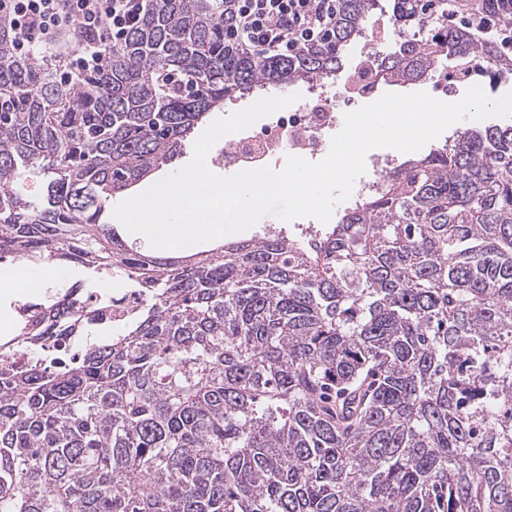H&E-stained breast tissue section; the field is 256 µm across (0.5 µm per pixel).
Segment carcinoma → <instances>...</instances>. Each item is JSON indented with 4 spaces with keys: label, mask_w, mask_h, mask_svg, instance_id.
Returning a JSON list of instances; mask_svg holds the SVG:
<instances>
[{
    "label": "carcinoma",
    "mask_w": 512,
    "mask_h": 512,
    "mask_svg": "<svg viewBox=\"0 0 512 512\" xmlns=\"http://www.w3.org/2000/svg\"><path fill=\"white\" fill-rule=\"evenodd\" d=\"M366 63L413 84L512 58L427 6L388 0ZM378 0L331 40L260 57L231 0H151L105 77L62 85L0 17V264L117 275L146 304L91 340L112 299L84 281L19 308L0 343V512H512V123L395 162L334 224L266 229L188 257L129 247L106 202L181 156L209 112L336 80ZM36 170L38 201L17 184Z\"/></svg>",
    "instance_id": "1"
}]
</instances>
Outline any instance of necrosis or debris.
<instances>
[{"instance_id":"1","label":"necrosis or debris","mask_w":512,"mask_h":512,"mask_svg":"<svg viewBox=\"0 0 512 512\" xmlns=\"http://www.w3.org/2000/svg\"><path fill=\"white\" fill-rule=\"evenodd\" d=\"M378 84L375 72L358 74L346 84L344 104L339 107L326 94L325 84L315 82L312 94L272 113L264 125L228 135L214 161L250 170L267 166L287 153L311 160L327 155L332 133L344 125L347 105L372 97Z\"/></svg>"}]
</instances>
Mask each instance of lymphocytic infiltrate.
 <instances>
[{"mask_svg": "<svg viewBox=\"0 0 512 512\" xmlns=\"http://www.w3.org/2000/svg\"><path fill=\"white\" fill-rule=\"evenodd\" d=\"M150 0H0L25 58L61 63V82L101 74L112 52L148 11ZM339 0H233L225 28L235 43L265 56H290L322 44ZM454 17L512 50V0H456Z\"/></svg>", "mask_w": 512, "mask_h": 512, "instance_id": "lymphocytic-infiltrate-1", "label": "lymphocytic infiltrate"}]
</instances>
